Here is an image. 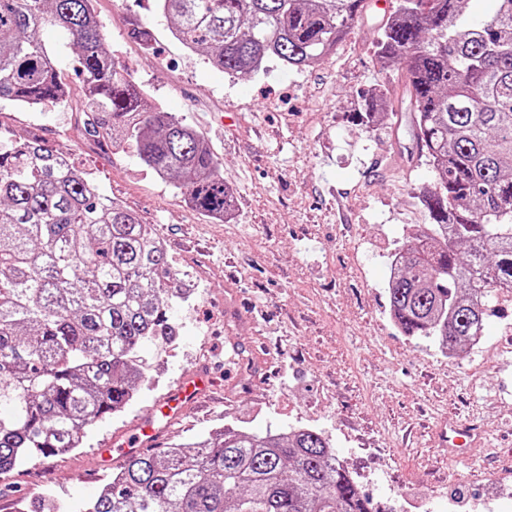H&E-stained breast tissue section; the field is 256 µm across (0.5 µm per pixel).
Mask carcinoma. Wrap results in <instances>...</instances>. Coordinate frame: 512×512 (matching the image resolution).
<instances>
[{
  "label": "carcinoma",
  "mask_w": 512,
  "mask_h": 512,
  "mask_svg": "<svg viewBox=\"0 0 512 512\" xmlns=\"http://www.w3.org/2000/svg\"><path fill=\"white\" fill-rule=\"evenodd\" d=\"M466 23L467 0H404L376 41L401 68L418 157L437 173L426 213L389 281L394 323L449 354L483 332L485 302L512 287V0ZM365 0H156L184 47L218 70L256 74L270 60L318 63ZM59 27L77 47L85 133L128 145L186 202L232 207L220 163L182 117L149 101L104 47L93 0H0V100L65 102L53 54ZM151 225L101 194L88 174L35 141L0 146V474L80 447L83 431L125 409L151 380L143 346L179 336L171 305L189 296ZM23 512H60L42 496ZM80 512H372L370 499L310 428L226 429L121 462Z\"/></svg>",
  "instance_id": "carcinoma-1"
}]
</instances>
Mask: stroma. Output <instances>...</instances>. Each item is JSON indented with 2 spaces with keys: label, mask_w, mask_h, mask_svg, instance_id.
Masks as SVG:
<instances>
[{
  "label": "stroma",
  "mask_w": 512,
  "mask_h": 512,
  "mask_svg": "<svg viewBox=\"0 0 512 512\" xmlns=\"http://www.w3.org/2000/svg\"><path fill=\"white\" fill-rule=\"evenodd\" d=\"M155 0H96L105 47L166 111L182 116L222 164L234 211L227 221L187 205L173 181L131 148L110 149L83 132V84L67 33L45 28L69 92L66 104L28 108L0 101V143L34 140L89 174L100 193L152 225L194 293L175 304L172 346H144L150 384L122 413L88 428L80 448L0 476V512L51 494L61 506L93 499L109 477L102 441L130 433L152 402L184 375L211 372L217 390L170 425L164 447L224 427L329 439L379 512H512V300L492 299L479 348L457 356L403 335L389 314L387 257L413 244L427 219L417 198L435 179L420 159L407 115L359 114L372 90L394 84L376 31L387 18L368 0L363 15L319 64L231 76L170 34ZM155 39L145 54L131 22ZM266 346L270 375L245 358ZM243 354L235 384L224 361ZM475 418L483 441L458 462L433 439L444 419Z\"/></svg>",
  "instance_id": "1"
}]
</instances>
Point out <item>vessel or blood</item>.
I'll return each instance as SVG.
<instances>
[{
  "instance_id": "obj_1",
  "label": "vessel or blood",
  "mask_w": 512,
  "mask_h": 512,
  "mask_svg": "<svg viewBox=\"0 0 512 512\" xmlns=\"http://www.w3.org/2000/svg\"><path fill=\"white\" fill-rule=\"evenodd\" d=\"M211 387V378L205 371H197L192 377L180 382L159 402L151 416L145 420L139 433L122 443L120 448L101 450L100 458L104 465H111L114 456H126L143 451L144 447L156 443L163 431L162 421L178 419L188 406L206 400ZM482 435L478 426L446 421L438 429V438L449 451H456L460 438L477 439Z\"/></svg>"
}]
</instances>
